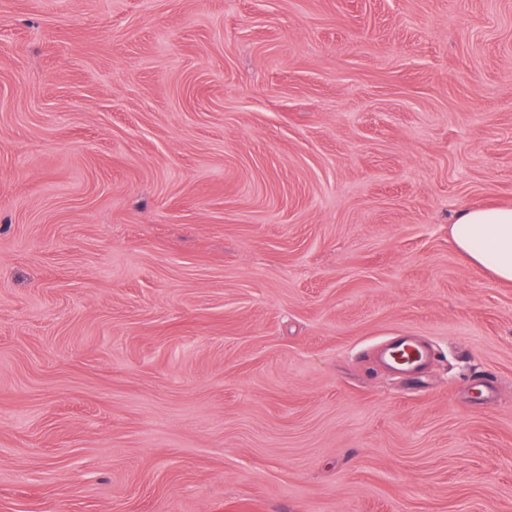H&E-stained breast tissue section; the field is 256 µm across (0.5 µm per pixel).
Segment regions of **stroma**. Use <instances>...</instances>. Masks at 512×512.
I'll return each instance as SVG.
<instances>
[{
	"label": "stroma",
	"mask_w": 512,
	"mask_h": 512,
	"mask_svg": "<svg viewBox=\"0 0 512 512\" xmlns=\"http://www.w3.org/2000/svg\"><path fill=\"white\" fill-rule=\"evenodd\" d=\"M483 204L512 0H0V512H512ZM452 244L474 267L512 284V207L485 206L456 212L449 224ZM381 356L394 370L416 374L423 369L428 352L411 336H392Z\"/></svg>",
	"instance_id": "obj_1"
}]
</instances>
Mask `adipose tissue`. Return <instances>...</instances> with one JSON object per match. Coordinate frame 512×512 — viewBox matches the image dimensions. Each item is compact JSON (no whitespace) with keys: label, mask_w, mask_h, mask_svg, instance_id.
Masks as SVG:
<instances>
[{"label":"adipose tissue","mask_w":512,"mask_h":512,"mask_svg":"<svg viewBox=\"0 0 512 512\" xmlns=\"http://www.w3.org/2000/svg\"><path fill=\"white\" fill-rule=\"evenodd\" d=\"M452 244L474 267L512 284V207L485 206L456 212L449 226Z\"/></svg>","instance_id":"adipose-tissue-1"}]
</instances>
